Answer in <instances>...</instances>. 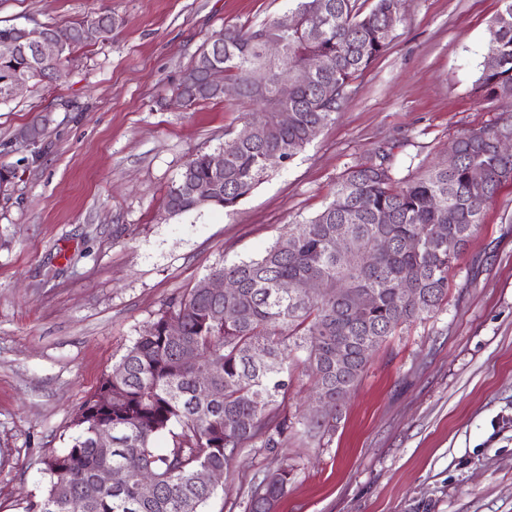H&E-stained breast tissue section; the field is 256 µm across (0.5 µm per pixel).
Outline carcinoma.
<instances>
[{
  "label": "carcinoma",
  "mask_w": 512,
  "mask_h": 512,
  "mask_svg": "<svg viewBox=\"0 0 512 512\" xmlns=\"http://www.w3.org/2000/svg\"><path fill=\"white\" fill-rule=\"evenodd\" d=\"M294 2L280 57L267 55L265 46L281 37V17L255 29H226L224 40L205 47L174 87L188 106L223 98L206 82L207 70L218 64L224 80L259 109L246 115L256 125L255 137L224 157V169L212 166L210 152L188 157L165 197L170 214L213 206L234 210L310 143L311 129L332 120L353 80L388 47V21L401 19L400 0H374L366 12L358 0ZM501 2L488 27L478 90L508 114L512 126V0ZM310 13L324 16L321 30L309 29ZM114 25L110 13L77 23L60 61L69 60L75 46L112 34ZM16 41V26L0 27V103L17 77L40 81L52 74V65L34 66L31 52H17ZM313 55L324 57L326 67L297 87L288 100L293 119L283 126L277 83ZM498 129L461 132L448 143L458 153L454 168L433 166L413 179L396 175L392 148H375L368 161L343 173L316 216L288 225L260 256L212 269L235 280L236 294H214L199 281L168 303L81 407L67 451L45 458L50 486L30 512H203L215 490L197 484L198 467L224 470L243 448H280L296 423L310 438L332 435L371 352L400 325L437 311L448 293V269L481 223L484 207L512 180V158L495 146ZM472 167L485 171L484 184L470 182ZM200 184L211 186L205 199L194 192ZM339 233L348 240L349 256L336 252ZM384 237L389 246L375 264L361 265L357 255L377 248ZM450 238L459 244L452 253ZM310 279L323 283L321 293L302 288ZM284 282L292 288L282 289ZM404 288L414 295L404 296ZM170 319L181 320L177 340L165 333ZM257 351L266 355L264 362L254 361ZM300 354L319 397L332 404L294 423L278 398L288 392V361ZM202 367L212 400L200 398ZM100 425L112 426L109 452L93 446L92 430ZM164 434L172 446L158 454L153 442ZM104 468L119 471L116 484H97ZM146 475L153 485L147 495L141 492ZM274 476L254 486L252 512H267L265 506L285 494L288 465Z\"/></svg>",
  "instance_id": "1"
}]
</instances>
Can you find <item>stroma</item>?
Listing matches in <instances>:
<instances>
[{
    "label": "stroma",
    "mask_w": 512,
    "mask_h": 512,
    "mask_svg": "<svg viewBox=\"0 0 512 512\" xmlns=\"http://www.w3.org/2000/svg\"><path fill=\"white\" fill-rule=\"evenodd\" d=\"M290 6L0 0L2 27L118 21L0 103V164L18 168L0 197V512L44 496L45 457L66 451L82 405L170 300L315 216L373 148L391 146L411 178L461 131L498 122L477 79L500 0H406L387 49L302 152L233 211L170 215L187 158L221 147L254 108L234 96L183 107L173 86L211 36ZM44 114L34 154L15 135ZM289 371V417L313 415L302 361ZM284 463L292 478L274 512H512V181L450 268L440 309L371 354L331 439L297 425L274 452L242 449L204 512H249L254 486Z\"/></svg>",
    "instance_id": "stroma-1"
}]
</instances>
